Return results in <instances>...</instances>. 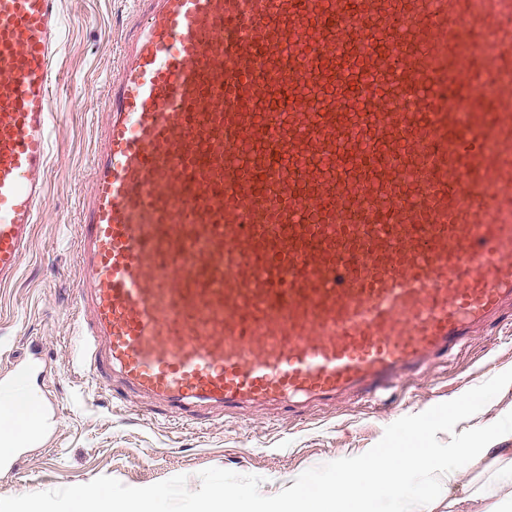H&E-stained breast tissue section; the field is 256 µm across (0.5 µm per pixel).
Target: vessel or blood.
Listing matches in <instances>:
<instances>
[{
	"mask_svg": "<svg viewBox=\"0 0 512 512\" xmlns=\"http://www.w3.org/2000/svg\"><path fill=\"white\" fill-rule=\"evenodd\" d=\"M138 2L77 224L101 388L181 419L372 397L512 316V78L467 82L512 0ZM61 25L0 0V285L46 195Z\"/></svg>",
	"mask_w": 512,
	"mask_h": 512,
	"instance_id": "b4317fda",
	"label": "vessel or blood"
}]
</instances>
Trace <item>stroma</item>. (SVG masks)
Instances as JSON below:
<instances>
[{
	"mask_svg": "<svg viewBox=\"0 0 512 512\" xmlns=\"http://www.w3.org/2000/svg\"><path fill=\"white\" fill-rule=\"evenodd\" d=\"M60 79L52 99L47 193L33 243L15 280L0 286V386L31 359L48 364L29 383L42 404L41 426L0 470V497L88 483L109 476L146 487L218 467L261 476L272 496L292 487L305 470L363 454L401 417L419 414L512 370V324L475 333L456 359L437 364L421 380L386 399L354 397L302 412L257 407L244 414L201 409L192 425L169 421L163 409L132 396L114 398L78 365L82 314L73 301L78 275L75 238L80 202L92 186L96 131L107 119L106 92L119 73L124 38L136 0H61ZM512 412V385L452 434L491 425Z\"/></svg>",
	"mask_w": 512,
	"mask_h": 512,
	"instance_id": "obj_1",
	"label": "stroma"
}]
</instances>
